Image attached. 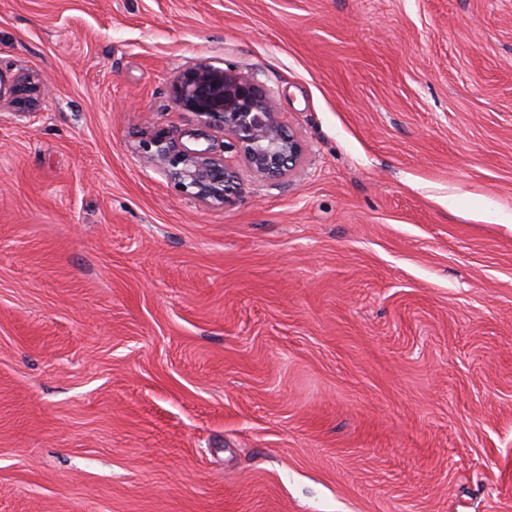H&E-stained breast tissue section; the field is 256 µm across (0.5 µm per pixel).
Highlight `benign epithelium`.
Wrapping results in <instances>:
<instances>
[{"mask_svg": "<svg viewBox=\"0 0 512 512\" xmlns=\"http://www.w3.org/2000/svg\"><path fill=\"white\" fill-rule=\"evenodd\" d=\"M43 85L44 79L34 73L17 75L9 87V103L18 112H31ZM172 94L176 104L195 114L199 124L220 132L254 175L278 178L298 167L300 140L285 130L274 98L253 80L201 64L174 81ZM140 152L195 201L224 206L236 192V171L223 153L209 146L192 149L158 132L141 141Z\"/></svg>", "mask_w": 512, "mask_h": 512, "instance_id": "7a95c632", "label": "benign epithelium"}]
</instances>
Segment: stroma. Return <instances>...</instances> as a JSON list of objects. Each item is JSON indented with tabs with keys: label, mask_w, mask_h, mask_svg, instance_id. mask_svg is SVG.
<instances>
[{
	"label": "stroma",
	"mask_w": 512,
	"mask_h": 512,
	"mask_svg": "<svg viewBox=\"0 0 512 512\" xmlns=\"http://www.w3.org/2000/svg\"><path fill=\"white\" fill-rule=\"evenodd\" d=\"M206 63L303 144L139 152ZM0 512H512V0H0ZM44 79L34 73L17 75L9 87V103L16 112L30 113L38 103ZM140 152L153 162L185 196L209 206H225L235 194L238 176L224 151L192 149L158 132L140 143Z\"/></svg>",
	"instance_id": "1"
}]
</instances>
